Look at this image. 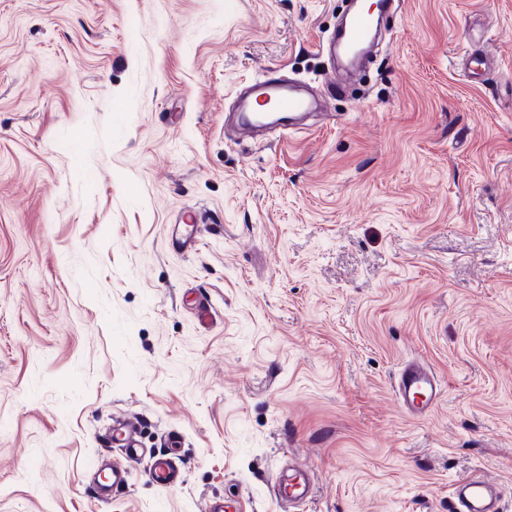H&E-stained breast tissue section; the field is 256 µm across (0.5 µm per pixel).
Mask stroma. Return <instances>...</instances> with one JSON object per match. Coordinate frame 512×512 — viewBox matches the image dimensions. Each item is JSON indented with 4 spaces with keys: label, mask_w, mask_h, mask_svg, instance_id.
<instances>
[{
    "label": "stroma",
    "mask_w": 512,
    "mask_h": 512,
    "mask_svg": "<svg viewBox=\"0 0 512 512\" xmlns=\"http://www.w3.org/2000/svg\"><path fill=\"white\" fill-rule=\"evenodd\" d=\"M345 2L0 0V512H283L293 462L295 512H456L471 472L512 512V0H401L354 94L225 129L251 77L323 86ZM395 388L403 411L412 417L428 414L440 393L436 378L417 363H407L401 368ZM134 432L131 424H120L112 429V442L121 448L126 463L141 455L142 448L136 443ZM149 477L157 485L172 489L182 483V470L172 458L160 454L152 460ZM129 471L127 465L121 462H114L110 468V478L107 482H100L96 486V494L100 500L109 498L111 488L127 482ZM290 483L277 491V497L284 502L297 503L307 498L312 484V477L307 470L294 469Z\"/></svg>",
    "instance_id": "1"
}]
</instances>
